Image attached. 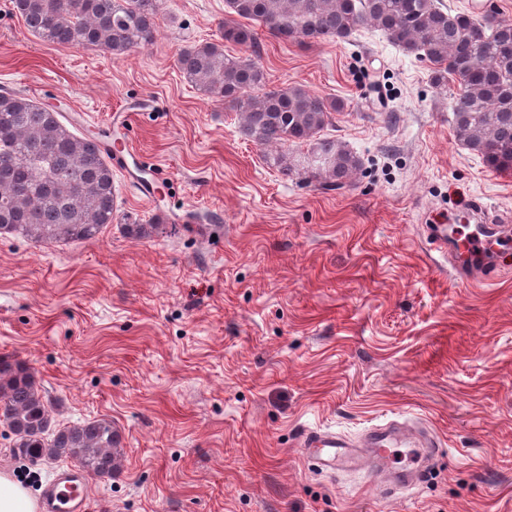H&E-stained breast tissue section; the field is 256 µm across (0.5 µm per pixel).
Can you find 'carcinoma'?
I'll use <instances>...</instances> for the list:
<instances>
[{"instance_id": "carcinoma-1", "label": "carcinoma", "mask_w": 512, "mask_h": 512, "mask_svg": "<svg viewBox=\"0 0 512 512\" xmlns=\"http://www.w3.org/2000/svg\"><path fill=\"white\" fill-rule=\"evenodd\" d=\"M27 29L44 42L99 46L115 56L144 49L156 38L159 0H12ZM224 42L182 50L177 67L203 96L238 113L255 144L274 148L267 162L324 189H342L360 168L345 144L321 137L344 103L302 86L266 88L264 71L249 57L257 28L274 38L342 43L360 28L384 32L402 49L433 65L431 81L454 99L456 140L495 170L512 169V24L479 19L438 0H226ZM240 47L243 55L224 50ZM55 108L0 90V234L42 246L90 241L112 223V166L94 136L79 137ZM293 146L307 151L296 154ZM0 420L22 459H70L88 475L110 478L118 432L105 419L50 431L48 401L26 362L0 358Z\"/></svg>"}]
</instances>
